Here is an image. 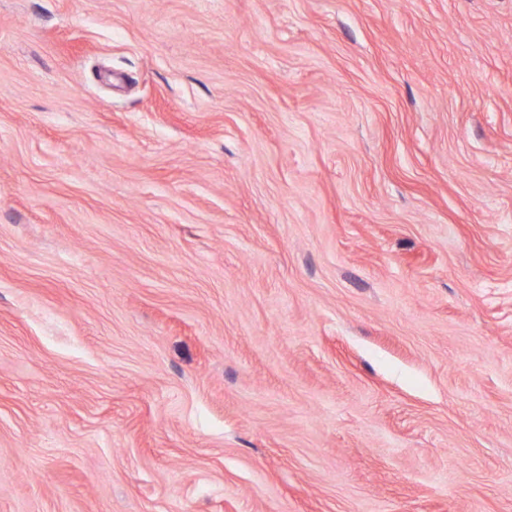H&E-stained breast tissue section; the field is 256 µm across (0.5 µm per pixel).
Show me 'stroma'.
Returning <instances> with one entry per match:
<instances>
[{
	"label": "stroma",
	"mask_w": 512,
	"mask_h": 512,
	"mask_svg": "<svg viewBox=\"0 0 512 512\" xmlns=\"http://www.w3.org/2000/svg\"><path fill=\"white\" fill-rule=\"evenodd\" d=\"M0 512H512V0H0Z\"/></svg>",
	"instance_id": "stroma-1"
}]
</instances>
